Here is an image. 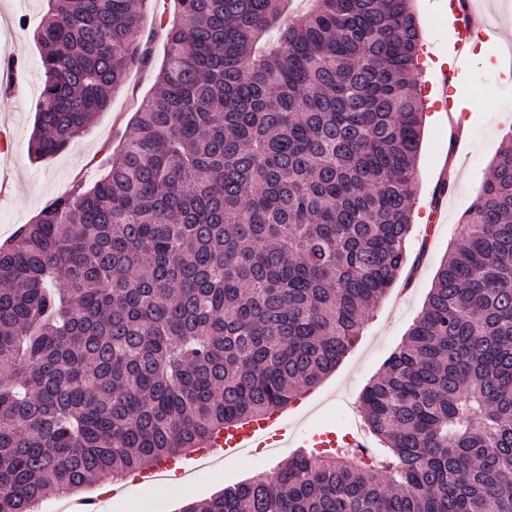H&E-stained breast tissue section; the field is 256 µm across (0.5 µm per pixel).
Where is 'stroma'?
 <instances>
[{
    "instance_id": "1",
    "label": "stroma",
    "mask_w": 512,
    "mask_h": 512,
    "mask_svg": "<svg viewBox=\"0 0 512 512\" xmlns=\"http://www.w3.org/2000/svg\"><path fill=\"white\" fill-rule=\"evenodd\" d=\"M472 13L499 29L498 40L484 43L482 59L465 65L462 81L478 96L477 110L467 115L464 139L450 136L447 126L425 119L418 156L419 181L412 200V232L408 262L385 297L366 314L361 336L336 369L314 388L301 391L280 410L296 434L333 428L345 435L349 427L336 416L341 398L359 402L367 383L377 377L391 352L407 336L420 313L442 259L462 232V216L476 191L491 174V163L512 136V69L502 57L512 49V0H466ZM448 0H410L421 39V54H444L455 40L448 26ZM139 40L149 52L147 63L134 66L113 92L109 107L60 153L34 159L29 142L35 105L44 83L40 56L33 40L46 0H0V60L18 56L16 73L0 68V127L13 136L10 153H0V238L30 223L49 200L91 184L110 165L125 140L142 101L152 92L165 55L157 0H144ZM290 449L224 459L221 466L200 471L205 451L184 457L185 472L157 484L121 480L122 491H106L105 478L68 496L43 501V512H65L82 500L95 512H182L190 502L210 498L224 488L268 470L290 456Z\"/></svg>"
}]
</instances>
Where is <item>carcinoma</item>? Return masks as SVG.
<instances>
[{
    "mask_svg": "<svg viewBox=\"0 0 512 512\" xmlns=\"http://www.w3.org/2000/svg\"><path fill=\"white\" fill-rule=\"evenodd\" d=\"M154 91L93 186L0 246V512L287 407L407 261L424 104L409 0H171ZM134 0H49L29 150L147 59ZM361 394L384 448L295 453L182 512H512V138Z\"/></svg>",
    "mask_w": 512,
    "mask_h": 512,
    "instance_id": "1",
    "label": "carcinoma"
}]
</instances>
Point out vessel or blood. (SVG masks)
<instances>
[{"instance_id":"1","label":"vessel or blood","mask_w":512,"mask_h":512,"mask_svg":"<svg viewBox=\"0 0 512 512\" xmlns=\"http://www.w3.org/2000/svg\"><path fill=\"white\" fill-rule=\"evenodd\" d=\"M455 26L457 38L462 43L471 40L488 41L495 37L492 27L476 26L464 14L457 17ZM291 442L301 448H333L337 445V436L332 432H324L297 438L290 433L287 422L270 416L218 433L210 440L209 446L225 458L240 454L248 448H284Z\"/></svg>"}]
</instances>
